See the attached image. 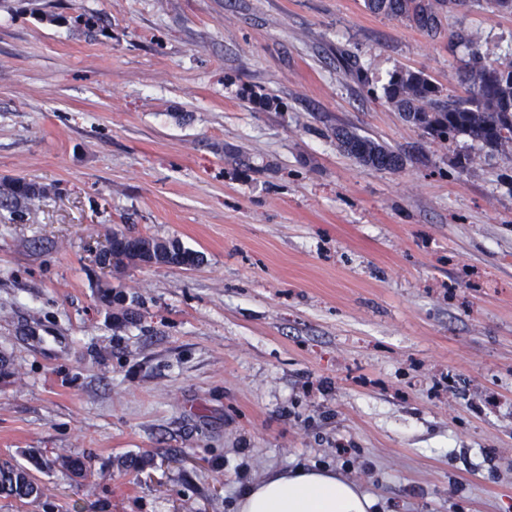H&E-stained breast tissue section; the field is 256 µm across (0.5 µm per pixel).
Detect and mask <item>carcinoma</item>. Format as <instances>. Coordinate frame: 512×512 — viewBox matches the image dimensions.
Here are the masks:
<instances>
[{"instance_id": "cac0c4a2", "label": "carcinoma", "mask_w": 512, "mask_h": 512, "mask_svg": "<svg viewBox=\"0 0 512 512\" xmlns=\"http://www.w3.org/2000/svg\"><path fill=\"white\" fill-rule=\"evenodd\" d=\"M484 6L512 14V0H363L366 11L415 27L431 38L442 35L448 13ZM454 39L455 45L468 51L460 78L462 93H448L422 71L400 69L384 87L385 100L404 122L442 144L466 136L493 151H505L512 144V61L486 62L472 32L460 30ZM336 138L349 155L377 171H398L406 161V153L367 136L341 129L336 131ZM43 194L44 189L32 182L11 179L0 185V209L21 220ZM109 243L114 268L139 261L163 266H197L202 262L198 252L176 241L116 231ZM40 493L38 483L26 470L8 460L0 461V495L25 501Z\"/></svg>"}]
</instances>
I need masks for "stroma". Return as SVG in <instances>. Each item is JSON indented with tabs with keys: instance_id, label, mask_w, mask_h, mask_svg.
I'll return each instance as SVG.
<instances>
[{
	"instance_id": "obj_1",
	"label": "stroma",
	"mask_w": 512,
	"mask_h": 512,
	"mask_svg": "<svg viewBox=\"0 0 512 512\" xmlns=\"http://www.w3.org/2000/svg\"><path fill=\"white\" fill-rule=\"evenodd\" d=\"M445 26L512 51V15ZM466 57L362 0H0V183L46 189L0 210V460L41 488L0 512H236L299 465L379 512H512V151L383 95ZM115 231L204 262L102 271ZM336 138L349 155L377 171H398L403 168L407 158L406 153L400 149L380 144L370 137L347 130H337ZM44 189L22 178L11 179L0 185V209L22 220L25 211L40 201Z\"/></svg>"
}]
</instances>
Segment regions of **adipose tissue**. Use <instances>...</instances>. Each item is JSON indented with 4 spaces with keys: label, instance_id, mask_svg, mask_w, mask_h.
<instances>
[{
    "label": "adipose tissue",
    "instance_id": "1",
    "mask_svg": "<svg viewBox=\"0 0 512 512\" xmlns=\"http://www.w3.org/2000/svg\"><path fill=\"white\" fill-rule=\"evenodd\" d=\"M375 499L326 469L286 470L245 489L238 512H374Z\"/></svg>",
    "mask_w": 512,
    "mask_h": 512
}]
</instances>
